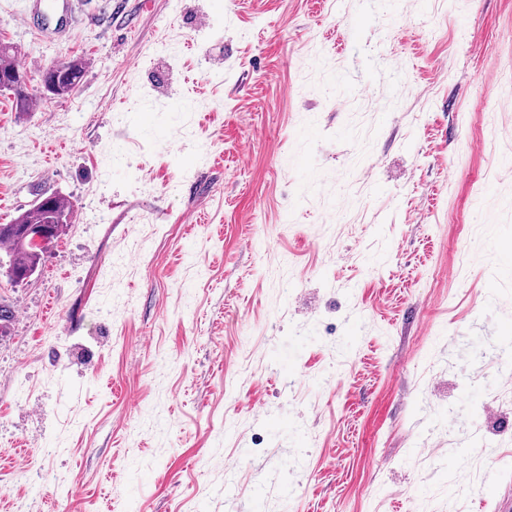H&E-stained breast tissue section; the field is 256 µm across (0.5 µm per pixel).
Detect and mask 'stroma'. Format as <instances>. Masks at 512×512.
<instances>
[{
  "instance_id": "35a3bbf8",
  "label": "stroma",
  "mask_w": 512,
  "mask_h": 512,
  "mask_svg": "<svg viewBox=\"0 0 512 512\" xmlns=\"http://www.w3.org/2000/svg\"><path fill=\"white\" fill-rule=\"evenodd\" d=\"M0 0V512L512 497V0ZM56 2L49 6L44 4L45 11L41 8L35 13H27L23 15L22 22L26 26H31L32 22H34L35 18H39L45 15L46 22L48 26H53L55 31L54 33H70L72 34L75 26L70 22V17L68 15V0H55ZM59 1H62L60 3ZM52 9L51 12L47 13L48 9ZM25 76L17 62L15 48L9 43H0V90L11 92L19 112H30L33 100ZM64 66L57 71H46L45 76L51 84V95L64 96L71 93L83 76L86 63L73 60L62 63ZM42 201L45 203L40 204ZM73 208V203L66 196L54 194L37 201L19 215L13 224H0V245L5 244L9 258L7 274L12 270H31L35 273L49 244L60 237L67 224H61V228L45 249L33 248L27 242L24 243V232L36 227H46L60 219L70 220Z\"/></svg>"
}]
</instances>
